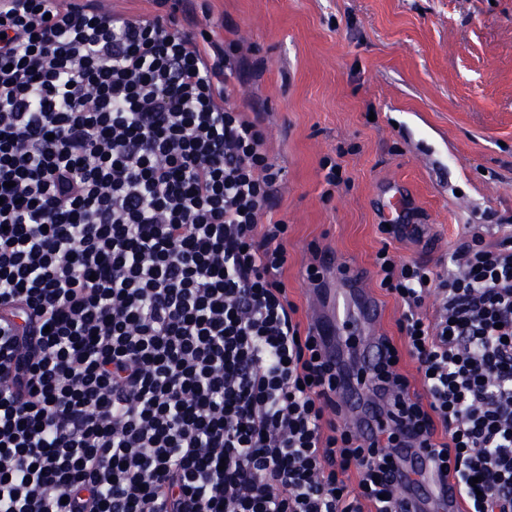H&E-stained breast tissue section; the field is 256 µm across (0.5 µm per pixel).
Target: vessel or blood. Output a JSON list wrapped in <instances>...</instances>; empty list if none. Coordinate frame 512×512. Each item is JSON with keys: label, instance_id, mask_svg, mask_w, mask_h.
Masks as SVG:
<instances>
[{"label": "vessel or blood", "instance_id": "vessel-or-blood-1", "mask_svg": "<svg viewBox=\"0 0 512 512\" xmlns=\"http://www.w3.org/2000/svg\"><path fill=\"white\" fill-rule=\"evenodd\" d=\"M336 277L342 286L334 294L312 289L311 319L316 328L325 330L331 356L354 376L341 400L350 426L370 438L378 435L382 420L367 411L371 396L363 379L374 372L380 359L379 328L384 311L379 301L361 288L359 272L340 269ZM394 454L407 472L396 491L412 512H462L457 486L439 480L425 450L398 448Z\"/></svg>", "mask_w": 512, "mask_h": 512}]
</instances>
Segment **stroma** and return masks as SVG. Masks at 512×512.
<instances>
[{
  "label": "stroma",
  "instance_id": "stroma-1",
  "mask_svg": "<svg viewBox=\"0 0 512 512\" xmlns=\"http://www.w3.org/2000/svg\"><path fill=\"white\" fill-rule=\"evenodd\" d=\"M232 21L259 66L240 88L286 170L288 293L308 310L311 245L377 289L382 244L437 263L471 226L512 220V0H191ZM339 165L327 188L321 164ZM404 192L421 239L378 226Z\"/></svg>",
  "mask_w": 512,
  "mask_h": 512
}]
</instances>
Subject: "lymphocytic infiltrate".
<instances>
[{"label":"lymphocytic infiltrate","instance_id":"1","mask_svg":"<svg viewBox=\"0 0 512 512\" xmlns=\"http://www.w3.org/2000/svg\"><path fill=\"white\" fill-rule=\"evenodd\" d=\"M152 2L0 0V512H408L410 443L512 512V226L442 272L377 252L402 340L360 441L288 295L241 45Z\"/></svg>","mask_w":512,"mask_h":512}]
</instances>
